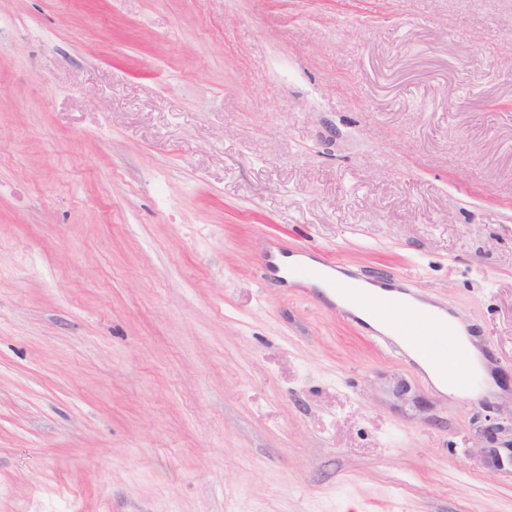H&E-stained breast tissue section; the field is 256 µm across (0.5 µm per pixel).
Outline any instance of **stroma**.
Listing matches in <instances>:
<instances>
[{"label": "stroma", "mask_w": 512, "mask_h": 512, "mask_svg": "<svg viewBox=\"0 0 512 512\" xmlns=\"http://www.w3.org/2000/svg\"><path fill=\"white\" fill-rule=\"evenodd\" d=\"M512 0H0V512H512ZM288 254L408 280L436 390ZM405 345L411 350L412 358L417 361L425 372L429 374L430 379L438 391L442 393L448 392V394H456V392H452L453 388H451L448 383V374L456 367L454 362H448V354L453 352L456 354V346L451 343H445L442 345L435 344L434 348L431 350L433 355L443 359L445 362H448V367L445 369L433 364L420 348L410 343H406ZM488 433L491 435H498L501 433H509L511 439L507 444H504V448H486L485 452L487 455L489 465L496 469L501 470L505 466V462L512 469V414L505 418L501 423L496 424L488 429ZM505 450V457L502 451Z\"/></svg>", "instance_id": "35a3bbf8"}]
</instances>
